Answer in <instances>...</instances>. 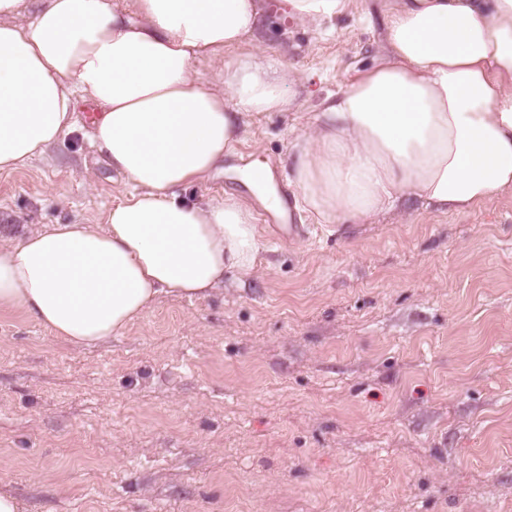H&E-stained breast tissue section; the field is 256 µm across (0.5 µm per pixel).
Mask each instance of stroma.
Listing matches in <instances>:
<instances>
[{"label": "stroma", "instance_id": "35a3bbf8", "mask_svg": "<svg viewBox=\"0 0 512 512\" xmlns=\"http://www.w3.org/2000/svg\"><path fill=\"white\" fill-rule=\"evenodd\" d=\"M296 107L245 119L236 164L292 142L374 65L375 0L271 21ZM77 128L0 173V229L101 224L130 184ZM251 275L159 297L70 348L0 313V480L29 512H512V191L463 214L407 201L366 224L297 216Z\"/></svg>", "mask_w": 512, "mask_h": 512}]
</instances>
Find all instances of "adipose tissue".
<instances>
[{
  "mask_svg": "<svg viewBox=\"0 0 512 512\" xmlns=\"http://www.w3.org/2000/svg\"><path fill=\"white\" fill-rule=\"evenodd\" d=\"M350 0H0V172L100 117L91 142L132 190L101 224L0 234V311L94 347L162 294L203 298L265 250L253 211L200 183L243 137L245 115L296 104L295 79L263 34L270 13L322 25ZM383 54L321 105L290 149V185L320 224L367 223L415 197L466 213L512 190V0H383ZM236 49L225 58L227 49ZM219 64L211 82L195 68Z\"/></svg>",
  "mask_w": 512,
  "mask_h": 512,
  "instance_id": "adipose-tissue-1",
  "label": "adipose tissue"
}]
</instances>
